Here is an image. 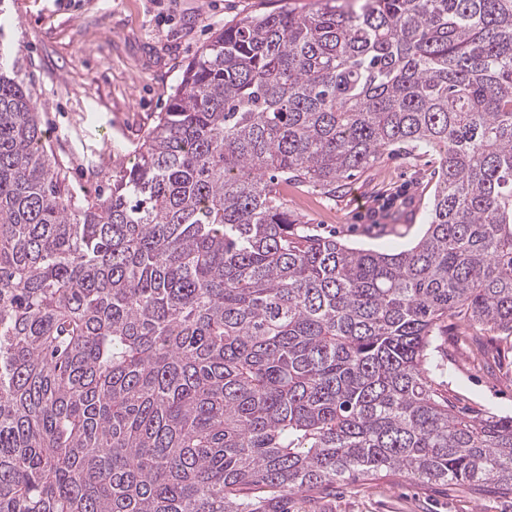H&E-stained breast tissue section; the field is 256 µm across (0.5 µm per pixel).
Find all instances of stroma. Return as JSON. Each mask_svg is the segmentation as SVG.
Segmentation results:
<instances>
[{"mask_svg": "<svg viewBox=\"0 0 512 512\" xmlns=\"http://www.w3.org/2000/svg\"><path fill=\"white\" fill-rule=\"evenodd\" d=\"M312 0H10L0 25L25 60L46 138L70 187L107 192L159 113L185 65L214 33L242 18ZM435 159L407 146L382 156L330 194L292 184L288 209L310 230L352 247L407 248L423 235ZM457 321L434 342L435 376L449 404L470 414L512 415V345ZM321 512H512V494L400 476L343 481Z\"/></svg>", "mask_w": 512, "mask_h": 512, "instance_id": "stroma-1", "label": "stroma"}]
</instances>
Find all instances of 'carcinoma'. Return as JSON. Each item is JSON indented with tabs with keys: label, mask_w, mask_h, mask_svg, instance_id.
Instances as JSON below:
<instances>
[{
	"label": "carcinoma",
	"mask_w": 512,
	"mask_h": 512,
	"mask_svg": "<svg viewBox=\"0 0 512 512\" xmlns=\"http://www.w3.org/2000/svg\"><path fill=\"white\" fill-rule=\"evenodd\" d=\"M3 36L0 512H290L383 472L512 492V416L431 376L450 318L512 337V0L227 26L93 198ZM403 144L441 164L414 246L288 211Z\"/></svg>",
	"instance_id": "1"
}]
</instances>
